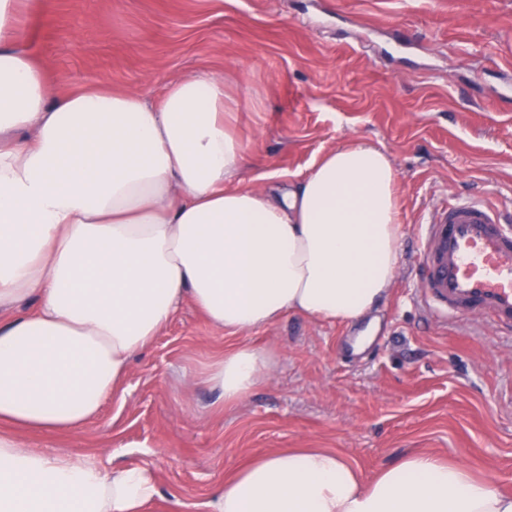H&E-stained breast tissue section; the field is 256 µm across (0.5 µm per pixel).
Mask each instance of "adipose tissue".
I'll return each mask as SVG.
<instances>
[{
	"mask_svg": "<svg viewBox=\"0 0 512 512\" xmlns=\"http://www.w3.org/2000/svg\"><path fill=\"white\" fill-rule=\"evenodd\" d=\"M14 28L15 0H0V512H148L152 467L51 455L21 431L82 432L186 300L239 338L201 376L228 405L277 364L247 333L287 313L364 319L398 264L397 173L353 142L290 187H234L244 146L224 127L221 79L195 73L156 105L102 83L56 96L10 46ZM206 507L512 512V495L427 453L366 483L335 450L287 448L251 460Z\"/></svg>",
	"mask_w": 512,
	"mask_h": 512,
	"instance_id": "ef3b65f1",
	"label": "adipose tissue"
}]
</instances>
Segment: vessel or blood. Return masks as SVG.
Wrapping results in <instances>:
<instances>
[{
    "instance_id": "obj_1",
    "label": "vessel or blood",
    "mask_w": 512,
    "mask_h": 512,
    "mask_svg": "<svg viewBox=\"0 0 512 512\" xmlns=\"http://www.w3.org/2000/svg\"><path fill=\"white\" fill-rule=\"evenodd\" d=\"M418 261L420 298L430 311L512 332V228L489 199L429 211Z\"/></svg>"
}]
</instances>
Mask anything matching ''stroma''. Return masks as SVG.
<instances>
[{
  "instance_id": "1",
  "label": "stroma",
  "mask_w": 512,
  "mask_h": 512,
  "mask_svg": "<svg viewBox=\"0 0 512 512\" xmlns=\"http://www.w3.org/2000/svg\"><path fill=\"white\" fill-rule=\"evenodd\" d=\"M18 0L17 48L62 90L106 82L159 101L194 72L223 80L246 147L235 183L290 180L347 141L398 175L401 242L390 296L365 320L288 313L250 332L272 377L224 405L199 381L235 344L191 303L130 360L119 395L51 454L147 464L161 499L200 504L252 457L329 448L372 479L413 453L512 494V334L442 320L420 302L426 213L482 196L512 213V0Z\"/></svg>"
}]
</instances>
